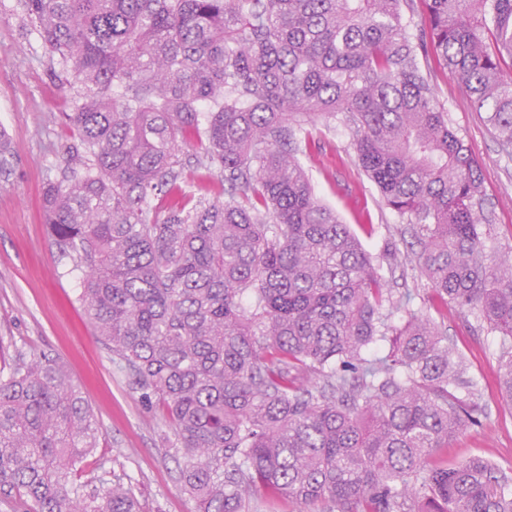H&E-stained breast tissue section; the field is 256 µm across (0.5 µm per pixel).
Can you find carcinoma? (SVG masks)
Segmentation results:
<instances>
[{
    "label": "carcinoma",
    "mask_w": 512,
    "mask_h": 512,
    "mask_svg": "<svg viewBox=\"0 0 512 512\" xmlns=\"http://www.w3.org/2000/svg\"><path fill=\"white\" fill-rule=\"evenodd\" d=\"M19 0L76 88L80 164L43 192L79 301L174 431L198 512H512V477L437 452L485 415L456 345L396 296L298 155L342 115L411 226L439 314L499 338L512 400V252L487 251L481 166L424 72L433 53L512 149V0ZM224 182L188 191L184 150ZM400 316L399 322L392 318ZM99 423L62 361L0 370V500L140 512L77 483Z\"/></svg>",
    "instance_id": "cac0c4a2"
}]
</instances>
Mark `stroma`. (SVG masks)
Here are the masks:
<instances>
[{
  "mask_svg": "<svg viewBox=\"0 0 512 512\" xmlns=\"http://www.w3.org/2000/svg\"><path fill=\"white\" fill-rule=\"evenodd\" d=\"M428 65L452 125L481 162L488 218V252L512 251V156L500 147L484 113L467 91L441 69ZM73 90L17 7L0 0V129L11 139L13 156L0 172V358H60L80 385L101 428L97 452L78 479L112 481L133 477L141 512H196L180 490L179 468L169 448L174 433L160 411L135 390L126 371L96 336L78 300L82 274L54 244L41 209L47 184L77 164L79 135L62 118ZM322 148L300 157L318 196L349 224L364 248L381 264L394 292L417 290L414 309L433 313L431 291L405 256L414 238L409 225L388 208L376 186L355 162L353 138L341 118L319 126ZM399 259L388 264L386 251ZM443 328L479 382V401L488 416L449 441L443 455L455 463L475 455L512 468V406L497 383L498 353L486 323L449 308Z\"/></svg>",
  "mask_w": 512,
  "mask_h": 512,
  "instance_id": "obj_1",
  "label": "stroma"
}]
</instances>
